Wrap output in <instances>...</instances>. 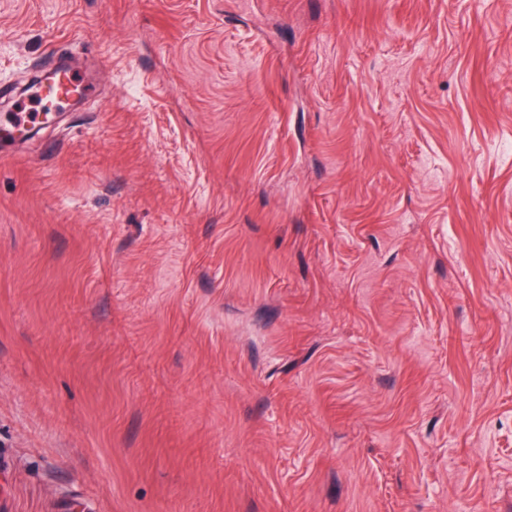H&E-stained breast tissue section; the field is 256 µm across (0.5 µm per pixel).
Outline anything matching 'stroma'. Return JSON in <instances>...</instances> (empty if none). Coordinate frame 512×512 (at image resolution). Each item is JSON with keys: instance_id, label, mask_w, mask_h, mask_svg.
<instances>
[{"instance_id": "stroma-1", "label": "stroma", "mask_w": 512, "mask_h": 512, "mask_svg": "<svg viewBox=\"0 0 512 512\" xmlns=\"http://www.w3.org/2000/svg\"><path fill=\"white\" fill-rule=\"evenodd\" d=\"M0 512H512V0H0ZM80 67L62 68L44 87L43 99L57 105L80 101L90 96L93 84L80 74Z\"/></svg>"}]
</instances>
